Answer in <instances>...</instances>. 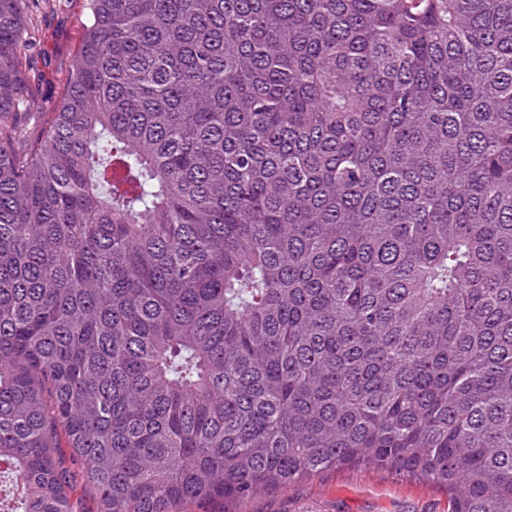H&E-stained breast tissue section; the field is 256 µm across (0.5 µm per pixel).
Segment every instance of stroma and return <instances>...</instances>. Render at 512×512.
I'll list each match as a JSON object with an SVG mask.
<instances>
[{
  "label": "stroma",
  "mask_w": 512,
  "mask_h": 512,
  "mask_svg": "<svg viewBox=\"0 0 512 512\" xmlns=\"http://www.w3.org/2000/svg\"><path fill=\"white\" fill-rule=\"evenodd\" d=\"M86 22L83 0H34L25 67L39 104L26 117L30 133L43 128L48 107L62 97ZM247 512H448V497L374 466H353L259 493Z\"/></svg>",
  "instance_id": "stroma-1"
}]
</instances>
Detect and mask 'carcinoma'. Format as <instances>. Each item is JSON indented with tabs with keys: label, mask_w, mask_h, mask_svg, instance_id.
Returning <instances> with one entry per match:
<instances>
[{
	"label": "carcinoma",
	"mask_w": 512,
	"mask_h": 512,
	"mask_svg": "<svg viewBox=\"0 0 512 512\" xmlns=\"http://www.w3.org/2000/svg\"><path fill=\"white\" fill-rule=\"evenodd\" d=\"M0 0V512L330 468L512 512V0H84L31 139ZM58 453L69 460L70 466L76 473V481L71 493L76 512H106V504L86 485L87 482L82 477V461L73 455L70 448H58Z\"/></svg>",
	"instance_id": "carcinoma-1"
}]
</instances>
